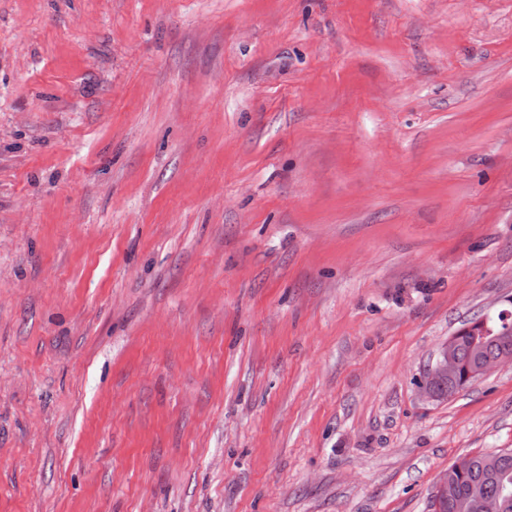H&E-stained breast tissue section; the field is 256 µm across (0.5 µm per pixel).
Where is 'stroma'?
<instances>
[{"instance_id": "stroma-1", "label": "stroma", "mask_w": 512, "mask_h": 512, "mask_svg": "<svg viewBox=\"0 0 512 512\" xmlns=\"http://www.w3.org/2000/svg\"><path fill=\"white\" fill-rule=\"evenodd\" d=\"M503 310L512 0H0V512H430ZM466 340H464L460 355H459V338L455 334L448 338L445 344L441 346L438 351L435 361L424 372L422 379L418 382V388L421 397L428 401H437L451 396L449 386L458 378L460 373V362L463 364V369L469 364L471 360V350L469 338L474 336L467 333ZM448 383V386L441 387V391L447 393L441 394L439 385Z\"/></svg>"}]
</instances>
